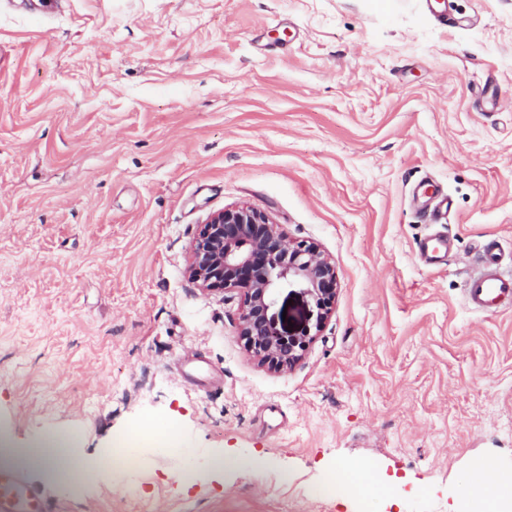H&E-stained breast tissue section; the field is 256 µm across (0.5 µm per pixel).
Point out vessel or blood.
Here are the masks:
<instances>
[{
	"label": "vessel or blood",
	"mask_w": 512,
	"mask_h": 512,
	"mask_svg": "<svg viewBox=\"0 0 512 512\" xmlns=\"http://www.w3.org/2000/svg\"><path fill=\"white\" fill-rule=\"evenodd\" d=\"M420 210L432 221H439L448 213L452 201L449 196L428 183H418L413 189ZM452 243L445 236H429L418 244V254L426 267L438 266L450 252ZM504 252L497 242L477 246L475 257L481 271L468 277L465 283L467 300L472 309L493 312L508 298H512V274H503L501 262ZM0 512H53L50 504L37 498L19 476L0 472Z\"/></svg>",
	"instance_id": "vessel-or-blood-1"
}]
</instances>
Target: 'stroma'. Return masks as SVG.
Masks as SVG:
<instances>
[{"label": "stroma", "instance_id": "obj_1", "mask_svg": "<svg viewBox=\"0 0 512 512\" xmlns=\"http://www.w3.org/2000/svg\"><path fill=\"white\" fill-rule=\"evenodd\" d=\"M425 177L453 201L435 268ZM244 204L336 267L325 320L277 291L313 336L289 369L187 273ZM489 241L512 254V0H0V470L55 512H458L475 462L512 473V304L464 298ZM167 421L261 463L191 468L141 440ZM72 429L86 481L9 455ZM340 463L387 489L328 495ZM451 248L447 236H428L418 243V254L426 267L433 268L442 262Z\"/></svg>", "mask_w": 512, "mask_h": 512}]
</instances>
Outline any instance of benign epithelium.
<instances>
[{
    "label": "benign epithelium",
    "instance_id": "obj_1",
    "mask_svg": "<svg viewBox=\"0 0 512 512\" xmlns=\"http://www.w3.org/2000/svg\"><path fill=\"white\" fill-rule=\"evenodd\" d=\"M190 277L207 291L240 289L239 335L262 365L282 370L302 357L312 339L305 329L283 335L268 316L276 290L296 285L314 300L323 319L336 300L335 266L314 245L292 242L267 213L237 206L210 214L194 238Z\"/></svg>",
    "mask_w": 512,
    "mask_h": 512
}]
</instances>
